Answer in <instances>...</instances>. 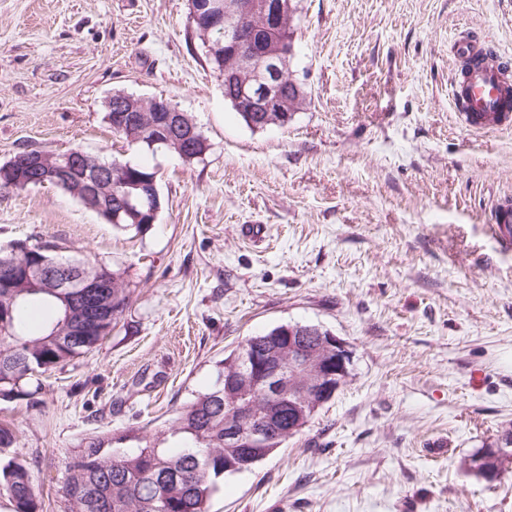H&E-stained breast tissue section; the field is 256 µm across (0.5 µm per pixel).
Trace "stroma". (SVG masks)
Masks as SVG:
<instances>
[{"label":"stroma","mask_w":512,"mask_h":512,"mask_svg":"<svg viewBox=\"0 0 512 512\" xmlns=\"http://www.w3.org/2000/svg\"><path fill=\"white\" fill-rule=\"evenodd\" d=\"M296 2L307 104L252 129L187 0H0V164L25 149L143 160L164 201L135 231L56 187H0V249L51 241L129 289L96 348L0 396V466L26 460L43 512H64L80 448L169 446L224 358L287 323L345 342L350 375L308 428L225 476L210 512H512V472L466 465L512 437V249L489 230L512 196V128L466 131L448 95L460 32L512 55V0ZM119 92L187 112L205 155L115 135ZM499 448H481L474 452L469 456L467 465L468 468L477 476L484 478L487 481H492L497 479L500 475L504 474L508 467H506L502 462L498 465V472L500 474H495L492 477H488L487 467H490L494 464V460H497L496 453ZM501 477V476H500Z\"/></svg>","instance_id":"stroma-1"}]
</instances>
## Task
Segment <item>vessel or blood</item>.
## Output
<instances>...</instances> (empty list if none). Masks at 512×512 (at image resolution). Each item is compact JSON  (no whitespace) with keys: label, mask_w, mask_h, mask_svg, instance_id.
Listing matches in <instances>:
<instances>
[{"label":"vessel or blood","mask_w":512,"mask_h":512,"mask_svg":"<svg viewBox=\"0 0 512 512\" xmlns=\"http://www.w3.org/2000/svg\"><path fill=\"white\" fill-rule=\"evenodd\" d=\"M450 53V95L462 126L471 132L512 127V63L477 34L460 35Z\"/></svg>","instance_id":"vessel-or-blood-1"}]
</instances>
